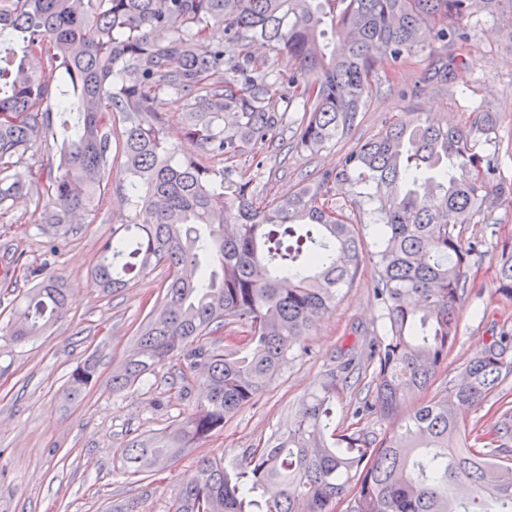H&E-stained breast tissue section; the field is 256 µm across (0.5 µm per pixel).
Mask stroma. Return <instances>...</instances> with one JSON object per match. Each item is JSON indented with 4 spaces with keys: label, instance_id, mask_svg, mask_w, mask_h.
Wrapping results in <instances>:
<instances>
[{
    "label": "stroma",
    "instance_id": "stroma-1",
    "mask_svg": "<svg viewBox=\"0 0 512 512\" xmlns=\"http://www.w3.org/2000/svg\"><path fill=\"white\" fill-rule=\"evenodd\" d=\"M501 25L499 17L481 16L479 38L466 48L471 65L450 71L447 81L432 76L435 60L445 54L438 44L399 70L379 69L355 125L319 152L300 151L287 137L276 148L245 149L233 169L259 174L269 195L283 196L305 174L339 167L345 154L395 120L421 113L467 126L484 110L495 113L499 138L482 149L498 152L504 175L512 176V38ZM256 156L264 160L262 169L252 163ZM122 178L120 168H113L100 208L65 233L40 223L43 204L32 194L0 212V512H173L180 486L200 458L230 463L245 449L286 433L303 400L362 328L383 327L366 261L257 403L184 449L165 470L125 473L121 453L128 440L166 431L202 401L204 389L195 380L186 396L171 387L180 367L171 359L143 384L112 390V373L132 354L138 330L160 305L167 276L164 266H152L110 294L93 276L100 246L131 215L112 205ZM463 235L480 236L485 244L469 267L471 292L460 309L459 340L438 372V389L458 378L492 334L512 328V303L497 293L495 281L498 243L512 237V204L499 207L492 223L466 225ZM33 269L61 280L69 311L45 336L18 344L4 328L35 283ZM91 356L98 362L97 379L78 400H69L67 379Z\"/></svg>",
    "mask_w": 512,
    "mask_h": 512
}]
</instances>
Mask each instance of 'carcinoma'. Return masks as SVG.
I'll return each mask as SVG.
<instances>
[{
	"label": "carcinoma",
	"mask_w": 512,
	"mask_h": 512,
	"mask_svg": "<svg viewBox=\"0 0 512 512\" xmlns=\"http://www.w3.org/2000/svg\"><path fill=\"white\" fill-rule=\"evenodd\" d=\"M505 10L512 0H0V33L12 36L0 43V208L29 190L13 168L50 139L61 145L47 167L45 224L64 228L98 207L110 160L119 162L132 216L101 245L93 275L107 293L152 265L168 275L112 391L172 358L182 389L190 372L206 390L165 434L129 440V474L165 469L255 402L363 261L373 265L383 334L325 374L288 433L229 466L201 459L174 512H512V401L499 396L512 333L403 410L430 390L457 340L470 258L483 245L460 227L512 203L498 157L478 150L497 134L495 113L467 129L397 119L282 198L215 166L288 130L296 148L323 149L356 122L377 67L467 45L479 16ZM215 25L221 43L209 39ZM171 103L183 107L196 157H177L164 137ZM364 200L376 234L368 255L345 212ZM496 283L511 301L512 238L501 242ZM67 312L66 290L44 277L7 333L28 341ZM232 326L247 333L243 345L206 340ZM96 373L85 361L67 396L79 398ZM486 404L493 425L468 423L462 409ZM345 406L351 422L340 429Z\"/></svg>",
	"instance_id": "obj_1"
}]
</instances>
